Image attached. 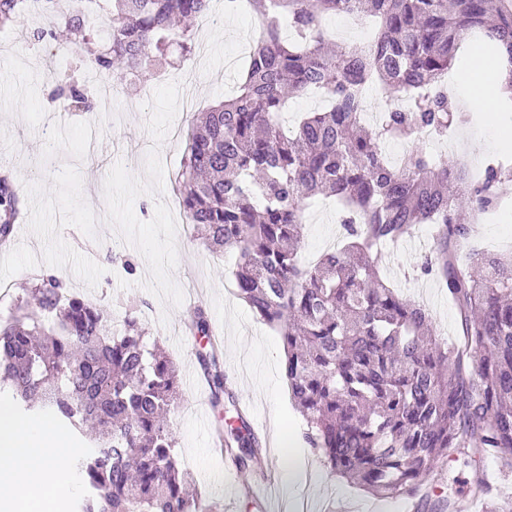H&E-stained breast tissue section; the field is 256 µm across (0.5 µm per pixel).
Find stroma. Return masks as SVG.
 I'll list each match as a JSON object with an SVG mask.
<instances>
[{
	"instance_id": "1",
	"label": "stroma",
	"mask_w": 512,
	"mask_h": 512,
	"mask_svg": "<svg viewBox=\"0 0 512 512\" xmlns=\"http://www.w3.org/2000/svg\"><path fill=\"white\" fill-rule=\"evenodd\" d=\"M30 16L0 27V168L16 174L25 200L15 247L0 257V284L11 296L0 304V320L10 318L41 274L62 276L70 292L91 300L121 327L130 302L150 338L158 340L177 366L181 398L170 413L178 441V459L190 471L201 501L216 512H291L285 494L283 458L295 454L325 485L317 501H354L365 512H406V500L378 498L342 479L303 439L306 423L296 411L283 376L284 350L279 334L259 322L235 294L236 255H214L192 236L186 212L174 191L184 139H172V127L187 131L194 112L207 111L235 94L249 54L242 46L258 39L261 25L249 11L228 14L223 26L208 30L195 24L207 52L192 51L153 78L125 85L110 112H54L55 88L46 64L56 67L70 56L59 38L31 37ZM196 83L194 112L182 108L186 78ZM342 215L334 202L317 201L305 210L301 259L310 262L332 250ZM477 249L512 250V213L475 224ZM429 226L399 247L398 265L382 275L410 298L426 292L439 340L453 343L460 334L458 314L438 283L417 272ZM135 273H127L124 260ZM209 314L212 329L224 332L221 359L238 400L251 402L272 441L277 480L271 501L243 498L239 483L247 472L226 470L211 452L205 424H216L224 411L214 408L208 390L195 387L190 372L205 341L185 331L187 301ZM477 467L454 453L443 465L439 495L456 502L467 498L468 478Z\"/></svg>"
}]
</instances>
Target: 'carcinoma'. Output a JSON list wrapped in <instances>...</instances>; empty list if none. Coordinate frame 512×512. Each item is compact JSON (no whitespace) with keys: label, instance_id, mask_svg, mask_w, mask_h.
Returning <instances> with one entry per match:
<instances>
[{"label":"carcinoma","instance_id":"carcinoma-1","mask_svg":"<svg viewBox=\"0 0 512 512\" xmlns=\"http://www.w3.org/2000/svg\"><path fill=\"white\" fill-rule=\"evenodd\" d=\"M50 32L63 28L68 52L84 70L121 81L168 64L177 44L192 52L187 22L211 0H111L108 52L82 55L89 34L84 0H41ZM263 26L237 95L203 113L186 136L176 191L202 244L238 254L236 295L281 336L283 372L306 421V443L343 478L378 498L421 489L448 449L479 461L496 456L512 469V253L460 251L474 233L466 213H493L512 164L484 168L471 180L460 160L413 146L396 164L386 140L412 141L419 129L438 139L477 120L458 109L443 84L454 67L469 68L462 42L509 66L512 102V0H248ZM340 13L369 17L367 43L337 49L323 20ZM19 17V0H0V25ZM298 40H282L283 22ZM401 94L370 125L364 84ZM311 88L330 106L297 129L285 128L288 100ZM89 111L87 86L70 77L56 94ZM336 199L346 244L313 265L300 257L306 201ZM11 171L0 172V244L21 214ZM434 227L419 264L457 307L462 334L436 339L428 310L401 296L378 270V246ZM137 310L123 332L110 315L48 275L27 289L17 312L0 322V377L25 409L98 437L74 468L86 487L79 512H203L179 469L177 439L163 413L179 396L173 362L144 340ZM187 329L212 335L205 309ZM213 407L236 417L219 434L240 471H254L264 449L236 406L219 349L198 353Z\"/></svg>","mask_w":512,"mask_h":512}]
</instances>
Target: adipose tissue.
Instances as JSON below:
<instances>
[{
	"instance_id": "adipose-tissue-1",
	"label": "adipose tissue",
	"mask_w": 512,
	"mask_h": 512,
	"mask_svg": "<svg viewBox=\"0 0 512 512\" xmlns=\"http://www.w3.org/2000/svg\"><path fill=\"white\" fill-rule=\"evenodd\" d=\"M471 80L450 88L455 103L481 112L487 125L499 124V104L508 71L482 55L470 57ZM69 452L65 430L17 419L0 402V512H36L70 496L71 472L64 464Z\"/></svg>"
}]
</instances>
